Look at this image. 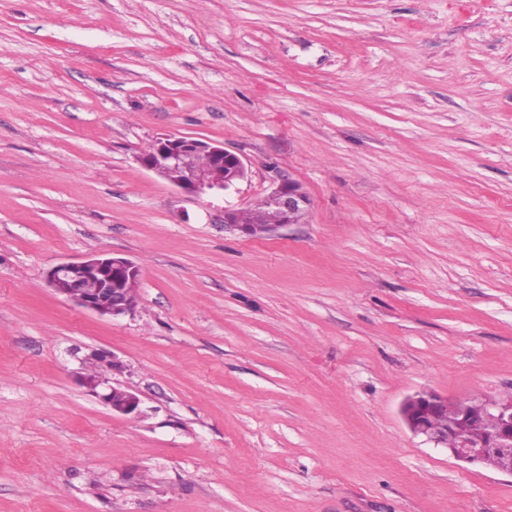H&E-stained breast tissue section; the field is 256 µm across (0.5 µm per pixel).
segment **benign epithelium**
<instances>
[{
	"label": "benign epithelium",
	"instance_id": "1",
	"mask_svg": "<svg viewBox=\"0 0 512 512\" xmlns=\"http://www.w3.org/2000/svg\"><path fill=\"white\" fill-rule=\"evenodd\" d=\"M135 161L148 171L165 179L186 195L197 200L217 198L244 180L248 173L245 157L222 143L165 135L158 137ZM266 206L278 216V223L263 224L245 217L248 208L224 207L215 219L224 228L251 238H262L289 224H304L312 201L302 183L286 174L277 177L276 185L264 198ZM51 290L85 310L112 320L132 313L139 303L141 272L127 258L95 254L77 261H66L52 267L47 275ZM80 384L122 416L140 414L141 399L137 392L108 379L80 373ZM455 405L448 413V404ZM403 419L415 436H423L435 446L444 448L455 460L481 465L493 456L497 471L512 475V399L482 401L469 399L450 402L435 392H420L403 404ZM445 416V424L436 428L430 417ZM491 419L493 424L468 440L458 433L472 423Z\"/></svg>",
	"mask_w": 512,
	"mask_h": 512
}]
</instances>
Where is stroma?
<instances>
[{"label": "stroma", "mask_w": 512, "mask_h": 512, "mask_svg": "<svg viewBox=\"0 0 512 512\" xmlns=\"http://www.w3.org/2000/svg\"><path fill=\"white\" fill-rule=\"evenodd\" d=\"M163 135L307 223L225 231L135 162ZM100 252L130 315L47 285ZM422 391L512 395V0H0V512H512ZM262 200L277 214L279 224H274L276 219L270 214L267 215V220L271 224L248 221L245 213L251 206L217 208L219 215H215L212 221L218 220V224L224 223V229L238 231L247 237L262 238L289 224L306 223L312 205L311 197L303 184L286 174L278 175L275 187ZM47 282L55 294L74 305L114 320L137 307L141 272L127 258L95 254L55 265ZM80 373L79 382L87 392L95 395L108 406L113 414L122 416H138L141 399L137 392L107 378L90 374L87 369Z\"/></svg>", "instance_id": "35a3bbf8"}]
</instances>
